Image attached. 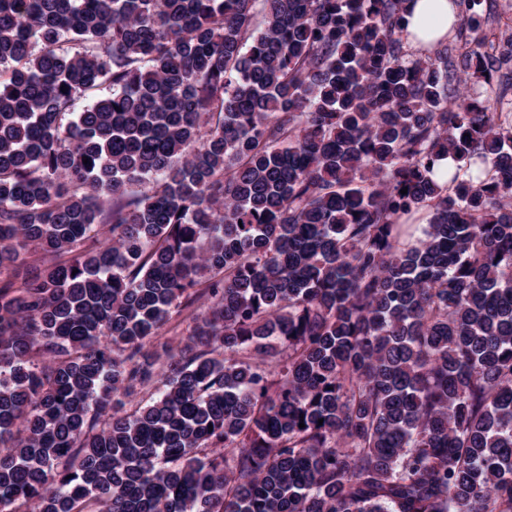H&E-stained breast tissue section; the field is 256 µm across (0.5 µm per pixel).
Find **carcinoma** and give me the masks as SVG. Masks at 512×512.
I'll return each mask as SVG.
<instances>
[{"instance_id":"carcinoma-1","label":"carcinoma","mask_w":512,"mask_h":512,"mask_svg":"<svg viewBox=\"0 0 512 512\" xmlns=\"http://www.w3.org/2000/svg\"><path fill=\"white\" fill-rule=\"evenodd\" d=\"M407 2L0 0V512H512V35ZM410 15L408 16V29L411 33L410 41L415 47H427L435 44L438 40L448 45L449 54L454 55L457 41L455 30L448 34V30L457 20V9L453 0H416L410 3ZM424 18L431 21L429 27L423 25ZM408 41L406 45L409 53L417 56H424L440 46L435 45L427 49H415ZM192 323L186 320L184 316L173 313L169 321L163 327L161 342H168L176 347L182 340H185L190 334V325Z\"/></svg>"}]
</instances>
